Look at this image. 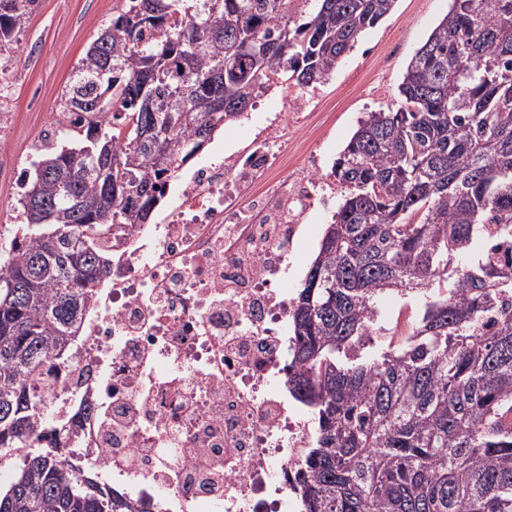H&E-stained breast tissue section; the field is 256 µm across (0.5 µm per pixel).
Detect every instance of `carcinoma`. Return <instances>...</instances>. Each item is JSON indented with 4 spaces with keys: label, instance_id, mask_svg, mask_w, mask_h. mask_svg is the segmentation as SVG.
Masks as SVG:
<instances>
[{
    "label": "carcinoma",
    "instance_id": "obj_1",
    "mask_svg": "<svg viewBox=\"0 0 512 512\" xmlns=\"http://www.w3.org/2000/svg\"><path fill=\"white\" fill-rule=\"evenodd\" d=\"M39 0H0V52ZM126 0L66 87L69 145L25 173L0 260V512H132L54 425L43 390L112 270L114 224L269 88L328 80L396 0ZM202 41L195 55L188 45ZM394 108L367 113L334 162L341 202L288 313V393L316 438L300 512H512V0H451ZM150 99L176 112H149ZM389 294L423 301L411 337L371 343Z\"/></svg>",
    "mask_w": 512,
    "mask_h": 512
}]
</instances>
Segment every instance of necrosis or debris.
I'll return each mask as SVG.
<instances>
[{
	"instance_id": "obj_1",
	"label": "necrosis or debris",
	"mask_w": 512,
	"mask_h": 512,
	"mask_svg": "<svg viewBox=\"0 0 512 512\" xmlns=\"http://www.w3.org/2000/svg\"><path fill=\"white\" fill-rule=\"evenodd\" d=\"M306 95L288 84L248 149L166 184L161 222L113 232L112 273L51 385L74 446L134 507L298 512L314 439L288 396V256L336 181L289 171Z\"/></svg>"
}]
</instances>
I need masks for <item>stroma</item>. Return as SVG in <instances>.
<instances>
[{
	"label": "stroma",
	"mask_w": 512,
	"mask_h": 512,
	"mask_svg": "<svg viewBox=\"0 0 512 512\" xmlns=\"http://www.w3.org/2000/svg\"><path fill=\"white\" fill-rule=\"evenodd\" d=\"M449 5L450 0H396L388 16L361 34L329 80L309 90L310 129L289 154V168H301L312 160L323 172H330L365 113L397 102L409 60ZM123 7V0H40L17 35L18 50L11 55L14 67L4 75L15 117L0 127V258L6 257L18 223L14 173L27 166L32 145L43 140L79 60ZM280 96L277 89L266 92L246 120L218 129L200 159L215 161L247 148L265 116L276 110ZM330 218V211L318 208L307 215L288 271L289 288H299Z\"/></svg>",
	"instance_id": "obj_1"
}]
</instances>
